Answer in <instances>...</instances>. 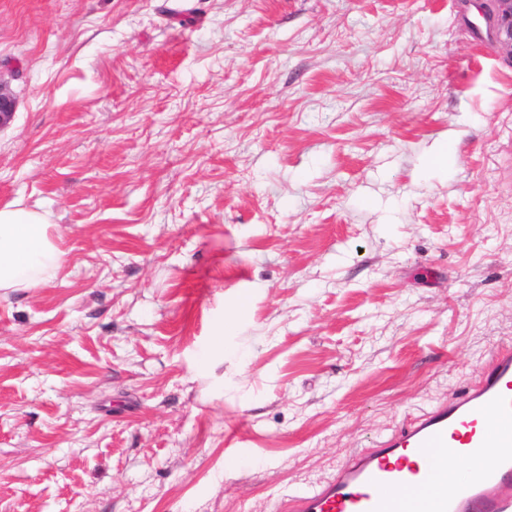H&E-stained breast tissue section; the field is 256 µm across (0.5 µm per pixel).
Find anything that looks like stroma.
I'll return each mask as SVG.
<instances>
[{
    "mask_svg": "<svg viewBox=\"0 0 512 512\" xmlns=\"http://www.w3.org/2000/svg\"><path fill=\"white\" fill-rule=\"evenodd\" d=\"M473 16L0 0V207L63 252L0 295V512H281L512 347V61Z\"/></svg>",
    "mask_w": 512,
    "mask_h": 512,
    "instance_id": "stroma-1",
    "label": "stroma"
}]
</instances>
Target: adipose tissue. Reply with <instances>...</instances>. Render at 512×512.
Here are the masks:
<instances>
[{
    "instance_id": "1",
    "label": "adipose tissue",
    "mask_w": 512,
    "mask_h": 512,
    "mask_svg": "<svg viewBox=\"0 0 512 512\" xmlns=\"http://www.w3.org/2000/svg\"><path fill=\"white\" fill-rule=\"evenodd\" d=\"M59 235L37 211L0 207V292L34 288L61 268Z\"/></svg>"
}]
</instances>
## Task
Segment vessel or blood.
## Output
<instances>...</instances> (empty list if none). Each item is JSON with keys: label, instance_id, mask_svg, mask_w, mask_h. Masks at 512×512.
<instances>
[{"label": "vessel or blood", "instance_id": "b4317fda", "mask_svg": "<svg viewBox=\"0 0 512 512\" xmlns=\"http://www.w3.org/2000/svg\"><path fill=\"white\" fill-rule=\"evenodd\" d=\"M482 466L448 481L449 456ZM284 512H512V348L478 381L362 449Z\"/></svg>", "mask_w": 512, "mask_h": 512}]
</instances>
